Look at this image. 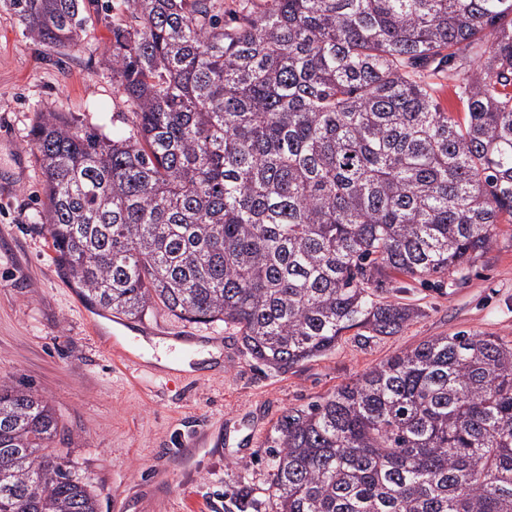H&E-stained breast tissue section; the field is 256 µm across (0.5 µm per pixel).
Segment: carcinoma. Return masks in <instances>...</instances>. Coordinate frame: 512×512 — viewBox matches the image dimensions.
Segmentation results:
<instances>
[{
    "label": "carcinoma",
    "instance_id": "1",
    "mask_svg": "<svg viewBox=\"0 0 512 512\" xmlns=\"http://www.w3.org/2000/svg\"><path fill=\"white\" fill-rule=\"evenodd\" d=\"M83 0H8L78 44ZM126 136L46 112L41 224L89 303L235 328L288 369L393 336L396 275L463 274L512 223V0H126ZM448 87L454 106L437 90ZM52 406L0 384V512H98ZM275 512H512V344L400 352L274 427Z\"/></svg>",
    "mask_w": 512,
    "mask_h": 512
}]
</instances>
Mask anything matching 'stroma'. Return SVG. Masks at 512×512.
Returning a JSON list of instances; mask_svg holds the SVG:
<instances>
[{"mask_svg":"<svg viewBox=\"0 0 512 512\" xmlns=\"http://www.w3.org/2000/svg\"><path fill=\"white\" fill-rule=\"evenodd\" d=\"M125 0L84 14L78 46L31 37L0 0V382L40 394L65 426L71 459L85 471L100 512H230L227 495L272 512L268 483L274 426L393 354L464 330L512 341V224L462 278L396 277L384 297L418 310L398 333L349 331L324 356L288 370L258 364L235 330L179 319L163 308L118 319L90 308L60 272L36 213L43 175L28 141L40 113L80 130L122 134L133 125L104 64ZM165 353L189 342L219 347V361L180 371L146 361L127 370L135 337Z\"/></svg>","mask_w":512,"mask_h":512,"instance_id":"35a3bbf8","label":"stroma"}]
</instances>
